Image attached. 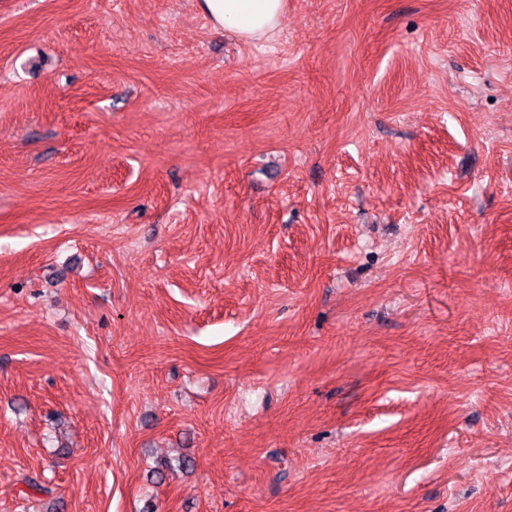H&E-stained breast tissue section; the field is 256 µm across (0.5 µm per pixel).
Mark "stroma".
I'll use <instances>...</instances> for the list:
<instances>
[{
	"instance_id": "stroma-1",
	"label": "stroma",
	"mask_w": 512,
	"mask_h": 512,
	"mask_svg": "<svg viewBox=\"0 0 512 512\" xmlns=\"http://www.w3.org/2000/svg\"><path fill=\"white\" fill-rule=\"evenodd\" d=\"M0 512H512V0H0ZM215 31H230L243 42L266 40L280 28L285 0H200Z\"/></svg>"
}]
</instances>
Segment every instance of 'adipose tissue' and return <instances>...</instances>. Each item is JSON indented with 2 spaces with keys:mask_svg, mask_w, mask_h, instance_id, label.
<instances>
[{
  "mask_svg": "<svg viewBox=\"0 0 512 512\" xmlns=\"http://www.w3.org/2000/svg\"><path fill=\"white\" fill-rule=\"evenodd\" d=\"M212 28L229 31L243 42L268 39L279 29L285 0H199Z\"/></svg>",
  "mask_w": 512,
  "mask_h": 512,
  "instance_id": "1",
  "label": "adipose tissue"
}]
</instances>
